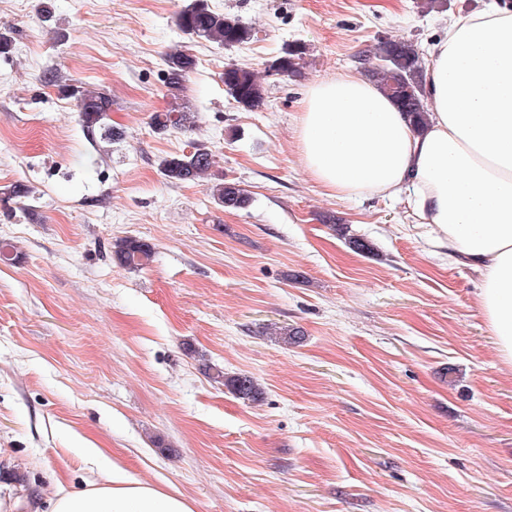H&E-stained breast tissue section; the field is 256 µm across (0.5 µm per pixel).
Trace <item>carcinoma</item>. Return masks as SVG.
<instances>
[{
  "label": "carcinoma",
  "mask_w": 512,
  "mask_h": 512,
  "mask_svg": "<svg viewBox=\"0 0 512 512\" xmlns=\"http://www.w3.org/2000/svg\"><path fill=\"white\" fill-rule=\"evenodd\" d=\"M180 30L194 42L206 41L220 46L233 47L251 38V29L236 17L210 9L205 0H193L177 17ZM306 48L302 44L288 46L282 55L268 64V70L277 74L297 75L305 64ZM382 60L384 67L372 70V78L383 91L392 97L401 111L408 114L416 128L426 121L427 105L424 97L423 65L417 49L409 41H381L365 55V61ZM166 84L175 105L153 118V127L160 133L171 129L189 128L194 124V113L179 102L188 74L195 68L196 60L189 50L178 47L165 54ZM224 87L228 94L245 110L255 112L265 104L264 88L255 73L238 66L224 69ZM62 92L77 101L81 119L89 130L94 128L110 131L108 112L112 101L102 92L83 86L65 84ZM211 151L203 144L194 147L189 154L172 155L161 163V174L171 184L190 181L206 183L212 198L226 209L244 207L248 198L238 185L226 182L213 171ZM113 255L118 263L129 269H141L153 258L148 243L125 237L115 242ZM209 378L242 400L254 401L261 395L255 381L244 374L228 376L216 365L205 366Z\"/></svg>",
  "instance_id": "cac0c4a2"
}]
</instances>
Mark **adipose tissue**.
I'll list each match as a JSON object with an SVG mask.
<instances>
[{"label":"adipose tissue","mask_w":512,"mask_h":512,"mask_svg":"<svg viewBox=\"0 0 512 512\" xmlns=\"http://www.w3.org/2000/svg\"><path fill=\"white\" fill-rule=\"evenodd\" d=\"M427 124L415 129L378 86L352 73L314 82L298 125L302 160L329 196L407 193L449 256L480 275L479 300L512 364V13L456 16L424 71ZM102 479L57 490L48 512H194L181 493L132 477L101 449Z\"/></svg>","instance_id":"obj_1"}]
</instances>
